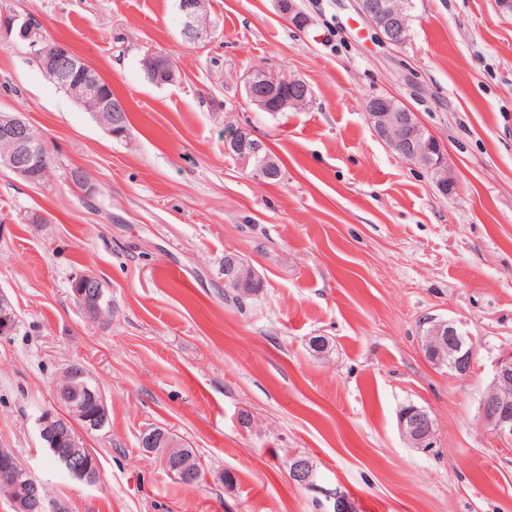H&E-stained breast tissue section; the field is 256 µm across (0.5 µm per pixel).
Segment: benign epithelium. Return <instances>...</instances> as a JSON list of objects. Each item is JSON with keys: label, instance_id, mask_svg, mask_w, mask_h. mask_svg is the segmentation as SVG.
<instances>
[{"label": "benign epithelium", "instance_id": "obj_1", "mask_svg": "<svg viewBox=\"0 0 512 512\" xmlns=\"http://www.w3.org/2000/svg\"><path fill=\"white\" fill-rule=\"evenodd\" d=\"M409 0H358L359 10L381 34L383 39L394 46L406 44L410 38ZM181 24V34L188 42L200 44L211 35V27L201 24L197 18L196 0H178L176 4ZM5 34H16L28 41L33 34L30 18L5 17L0 20ZM145 69L153 81L159 85L176 81L174 68L160 57H148ZM42 71L68 95L81 105L93 101L104 111L124 112L123 102L114 103L104 90V80L99 72L63 43L43 55ZM276 83L269 73L255 70L246 81V94L249 102L262 110H270L274 105L283 108L306 99L309 89L299 79L292 82L293 93L275 96L271 88ZM366 114L376 137L405 160L422 168L437 170L441 165L440 145L433 134L419 122L416 114L394 98L375 96L366 104ZM0 141L8 142L12 150L0 159V165L16 175L32 182V170L46 163V141L42 132L22 113H0ZM265 147L263 141L251 138L242 129H231L224 135L226 151L239 154L243 160L249 155L245 149L260 152ZM261 280L258 271L235 253L224 254V291L241 292L248 285ZM80 295L86 298L89 306L99 310L100 296L98 280L83 275L76 280ZM430 327L423 336L425 354L429 361L438 367H445L453 376L467 378L476 365L477 344L473 336L462 331L453 320L429 318ZM64 386L57 391V397L65 412H43L38 418L40 440L47 447H54L62 434L70 437L71 446L80 447L81 437L74 432L77 421H82L87 431L97 430L104 425L106 404L102 393L88 386L85 370L76 365L70 366L65 374ZM94 403V414L86 412L87 401ZM483 421L500 440L512 443V354L497 359L491 384L480 400ZM401 433L413 448L425 453L435 448L434 421L430 414L415 405L399 416ZM147 453L153 455L160 448H171L174 443L162 429L144 442ZM74 477L89 484L97 482L100 474L90 463L80 456L70 458ZM289 478L293 484L308 487L312 485L313 470L308 460L295 455L289 463ZM0 483L11 486L16 492L15 505L19 512H53L54 507L40 494L41 483L32 474L13 465H0Z\"/></svg>", "mask_w": 512, "mask_h": 512}]
</instances>
